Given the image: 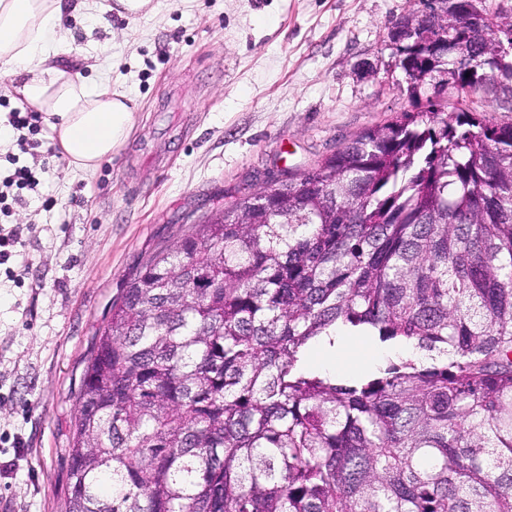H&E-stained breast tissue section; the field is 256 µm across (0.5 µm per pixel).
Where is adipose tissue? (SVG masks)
I'll return each instance as SVG.
<instances>
[{
  "instance_id": "1",
  "label": "adipose tissue",
  "mask_w": 512,
  "mask_h": 512,
  "mask_svg": "<svg viewBox=\"0 0 512 512\" xmlns=\"http://www.w3.org/2000/svg\"><path fill=\"white\" fill-rule=\"evenodd\" d=\"M63 6L64 0H0V63L12 75L9 93L45 115L73 167L92 172L127 144L135 110L126 94L91 86L61 66ZM394 353L407 357L416 350L408 345L394 352L341 329L332 355L319 352L312 361L339 374H356Z\"/></svg>"
}]
</instances>
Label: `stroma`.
Listing matches in <instances>:
<instances>
[{"label": "stroma", "mask_w": 512, "mask_h": 512, "mask_svg": "<svg viewBox=\"0 0 512 512\" xmlns=\"http://www.w3.org/2000/svg\"><path fill=\"white\" fill-rule=\"evenodd\" d=\"M148 17L63 19V61L125 90L135 124L92 173L42 148L0 143L40 179L0 223L25 246L0 270V512H65L68 448L89 352L147 259L225 204L300 174L405 112L412 97L390 32L421 0H154ZM483 122L512 124V98L470 93Z\"/></svg>", "instance_id": "1"}]
</instances>
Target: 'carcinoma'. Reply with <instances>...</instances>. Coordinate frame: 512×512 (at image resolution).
Here are the masks:
<instances>
[{
    "label": "carcinoma",
    "mask_w": 512,
    "mask_h": 512,
    "mask_svg": "<svg viewBox=\"0 0 512 512\" xmlns=\"http://www.w3.org/2000/svg\"><path fill=\"white\" fill-rule=\"evenodd\" d=\"M483 3L396 24L411 93L456 57L512 92ZM338 326L424 358L304 366ZM77 399L66 512H512V125L405 112L225 205L129 280Z\"/></svg>",
    "instance_id": "carcinoma-1"
}]
</instances>
